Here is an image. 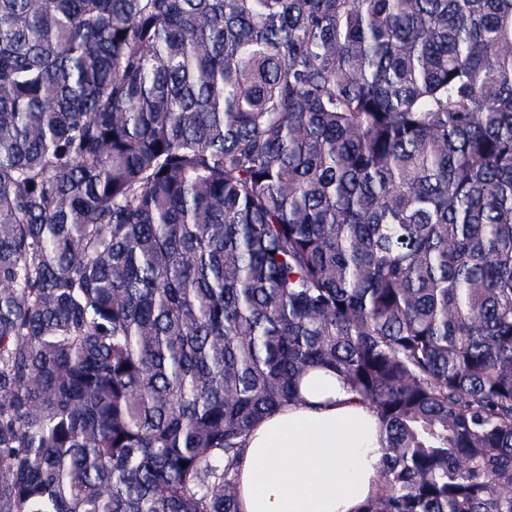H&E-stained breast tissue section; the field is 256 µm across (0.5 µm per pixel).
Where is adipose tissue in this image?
I'll return each mask as SVG.
<instances>
[{
  "label": "adipose tissue",
  "mask_w": 512,
  "mask_h": 512,
  "mask_svg": "<svg viewBox=\"0 0 512 512\" xmlns=\"http://www.w3.org/2000/svg\"><path fill=\"white\" fill-rule=\"evenodd\" d=\"M302 401L252 431L237 485L242 512H358L378 489V421L328 370L304 378Z\"/></svg>",
  "instance_id": "ef3b65f1"
}]
</instances>
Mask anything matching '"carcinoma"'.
<instances>
[{
    "instance_id": "carcinoma-1",
    "label": "carcinoma",
    "mask_w": 512,
    "mask_h": 512,
    "mask_svg": "<svg viewBox=\"0 0 512 512\" xmlns=\"http://www.w3.org/2000/svg\"><path fill=\"white\" fill-rule=\"evenodd\" d=\"M317 368L512 512V0H0V512H241Z\"/></svg>"
}]
</instances>
